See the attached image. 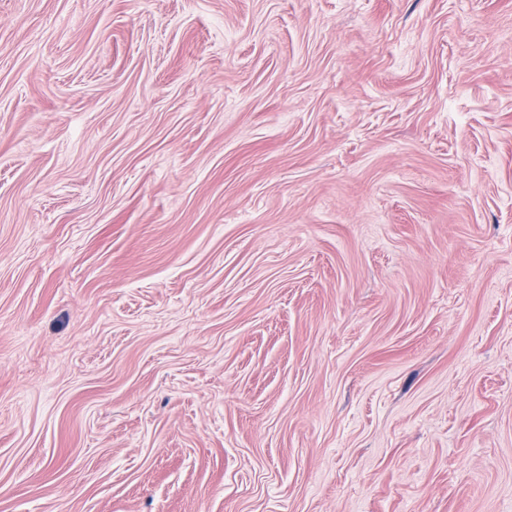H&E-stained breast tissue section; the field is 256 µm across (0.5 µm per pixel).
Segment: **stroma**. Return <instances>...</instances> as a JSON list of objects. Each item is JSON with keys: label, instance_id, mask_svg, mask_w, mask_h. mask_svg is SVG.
I'll list each match as a JSON object with an SVG mask.
<instances>
[{"label": "stroma", "instance_id": "stroma-1", "mask_svg": "<svg viewBox=\"0 0 512 512\" xmlns=\"http://www.w3.org/2000/svg\"><path fill=\"white\" fill-rule=\"evenodd\" d=\"M0 512H512V0H0Z\"/></svg>", "mask_w": 512, "mask_h": 512}]
</instances>
